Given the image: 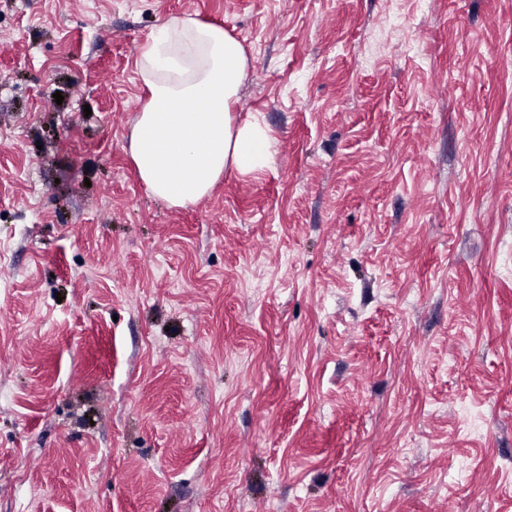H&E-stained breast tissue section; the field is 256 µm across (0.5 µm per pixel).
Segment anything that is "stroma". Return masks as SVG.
I'll return each mask as SVG.
<instances>
[{"label": "stroma", "mask_w": 512, "mask_h": 512, "mask_svg": "<svg viewBox=\"0 0 512 512\" xmlns=\"http://www.w3.org/2000/svg\"><path fill=\"white\" fill-rule=\"evenodd\" d=\"M173 16L277 141L182 208ZM0 512H512V0H0ZM139 64L146 95L129 152L152 195L182 207L207 196L228 169L265 168L276 141L258 118L236 117L247 58L223 26L171 17L151 33Z\"/></svg>", "instance_id": "obj_1"}]
</instances>
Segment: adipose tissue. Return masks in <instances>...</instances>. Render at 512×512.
Segmentation results:
<instances>
[{
  "label": "adipose tissue",
  "instance_id": "1",
  "mask_svg": "<svg viewBox=\"0 0 512 512\" xmlns=\"http://www.w3.org/2000/svg\"><path fill=\"white\" fill-rule=\"evenodd\" d=\"M240 42L223 26L171 17L140 53L146 90L129 152L147 190L169 206L207 196L224 172L262 171L276 146L265 124L238 120L246 76Z\"/></svg>",
  "mask_w": 512,
  "mask_h": 512
}]
</instances>
